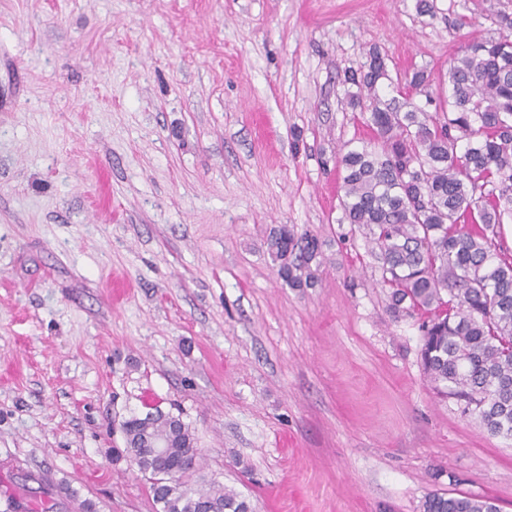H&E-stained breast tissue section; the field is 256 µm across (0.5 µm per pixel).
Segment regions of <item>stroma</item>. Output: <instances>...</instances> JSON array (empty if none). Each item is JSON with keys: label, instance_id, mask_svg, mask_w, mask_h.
Instances as JSON below:
<instances>
[{"label": "stroma", "instance_id": "35a3bbf8", "mask_svg": "<svg viewBox=\"0 0 512 512\" xmlns=\"http://www.w3.org/2000/svg\"><path fill=\"white\" fill-rule=\"evenodd\" d=\"M0 0V512H156L114 422L195 431L201 473L254 512H512V439L443 398L420 320L341 223L336 153L378 48L430 95L512 0ZM429 95V96H430ZM316 236L288 286L270 228ZM422 512H497L488 500L462 494L431 493L421 503Z\"/></svg>", "mask_w": 512, "mask_h": 512}]
</instances>
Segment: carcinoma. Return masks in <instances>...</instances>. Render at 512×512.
Instances as JSON below:
<instances>
[{"mask_svg": "<svg viewBox=\"0 0 512 512\" xmlns=\"http://www.w3.org/2000/svg\"><path fill=\"white\" fill-rule=\"evenodd\" d=\"M347 104L372 137L346 145L341 223L367 230L380 252L393 316L419 315L421 365L443 397L493 436L512 439V256L497 240L512 219V40L467 43L448 68L451 95L430 113L429 74L396 80L372 49ZM278 275L314 286L312 235L280 224L266 238ZM113 449L149 482L157 512H252L249 500L195 476L196 437L182 416L154 405L119 421ZM421 512H497L488 500L431 493Z\"/></svg>", "mask_w": 512, "mask_h": 512, "instance_id": "1", "label": "carcinoma"}]
</instances>
